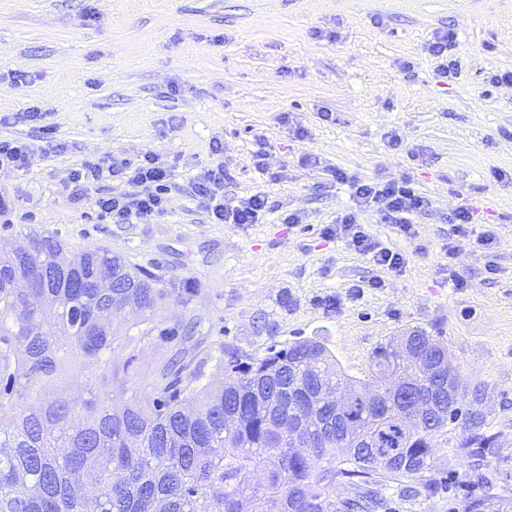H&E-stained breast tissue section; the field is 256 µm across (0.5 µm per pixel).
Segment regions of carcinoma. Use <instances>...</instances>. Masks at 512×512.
<instances>
[{"mask_svg": "<svg viewBox=\"0 0 512 512\" xmlns=\"http://www.w3.org/2000/svg\"><path fill=\"white\" fill-rule=\"evenodd\" d=\"M198 288L108 250L72 253L50 234L31 231L0 250V411H11L0 417V512H377L389 482L428 494L448 485L435 449L496 452L483 414L451 403L439 337L418 329L398 341L438 371L421 372L401 362L395 343L383 345L341 412L316 407L301 435L288 437L292 400L309 403L346 376L324 343L305 339L261 358L231 355L219 362V387L198 385L196 324L160 320L165 304L186 306ZM126 310L138 314V337L112 327ZM155 332L175 352L144 377L137 343ZM70 370L84 377L87 398L60 387ZM397 374L412 380L405 403L384 397ZM120 375L143 389L117 398ZM420 401L431 419L410 430ZM338 483L354 489L341 503ZM466 512L500 504L487 493Z\"/></svg>", "mask_w": 512, "mask_h": 512, "instance_id": "1", "label": "carcinoma"}]
</instances>
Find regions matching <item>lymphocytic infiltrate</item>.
<instances>
[{
    "instance_id": "1",
    "label": "lymphocytic infiltrate",
    "mask_w": 512,
    "mask_h": 512,
    "mask_svg": "<svg viewBox=\"0 0 512 512\" xmlns=\"http://www.w3.org/2000/svg\"><path fill=\"white\" fill-rule=\"evenodd\" d=\"M333 176L337 182L348 185L355 207L338 216L335 224L327 226V234L340 239L347 249L369 256L376 265L401 271L406 263L405 256L375 240L360 224L359 213L364 209L373 210L384 223L394 225L401 235L411 239L416 235L415 219L428 208V199L401 179L357 180L339 169L334 170ZM171 179L168 163L158 154L147 151L133 162L83 161L71 169L68 185L71 198L90 200L98 219L104 223L147 224L167 214ZM107 180L122 183V190L92 194V186ZM230 180L231 175L223 164H216L193 177L192 194L214 223H259L269 210L266 197L259 193L226 197L224 189ZM474 221L471 207L461 205L452 210L448 216L452 241L445 250L446 255H453L459 246L468 243L479 248L492 247L491 233L473 235Z\"/></svg>"
}]
</instances>
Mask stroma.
<instances>
[{
	"mask_svg": "<svg viewBox=\"0 0 512 512\" xmlns=\"http://www.w3.org/2000/svg\"><path fill=\"white\" fill-rule=\"evenodd\" d=\"M447 31L452 79L426 51ZM510 71L512 0H0V138L36 156L27 172L0 171V244L28 227L198 281L191 304L161 317L197 321L204 384L220 379V358L307 338L362 380L376 348L402 332L441 337L480 391L498 437L483 469L512 512V85L491 81ZM32 106L43 127L16 122ZM261 139L264 175L253 164ZM148 150L172 170L168 219L105 224L70 200L81 160ZM219 163L232 194L268 195L265 223L215 224L198 205L190 181ZM335 168L366 181L407 175L429 199L413 240L376 212L359 215L406 256L401 272L325 236L352 205ZM462 204L498 244L448 262V215ZM288 213L301 223L281 224ZM452 461L454 480L437 494L385 486L387 512H464L480 494L473 461Z\"/></svg>",
	"mask_w": 512,
	"mask_h": 512,
	"instance_id": "obj_1",
	"label": "stroma"
}]
</instances>
